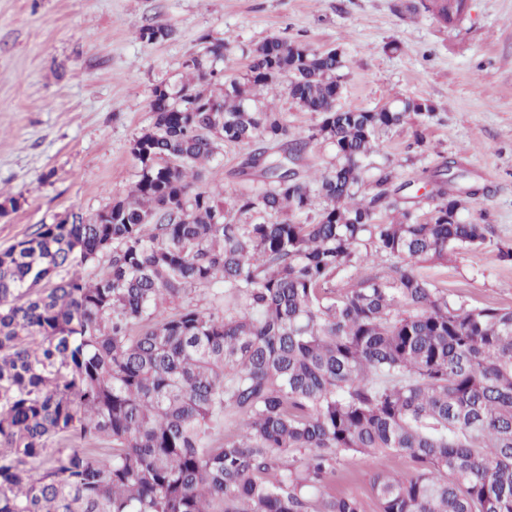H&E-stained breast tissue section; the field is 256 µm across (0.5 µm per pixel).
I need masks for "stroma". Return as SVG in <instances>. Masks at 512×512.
<instances>
[{
  "label": "stroma",
  "mask_w": 512,
  "mask_h": 512,
  "mask_svg": "<svg viewBox=\"0 0 512 512\" xmlns=\"http://www.w3.org/2000/svg\"><path fill=\"white\" fill-rule=\"evenodd\" d=\"M418 0H0V250L64 215L91 216L127 196L138 179L130 145L151 127L156 86L180 80L202 36L231 37L225 75L246 50L277 35L345 60L338 105L372 109L400 96L432 104L426 142L410 125L380 135L374 164H400L421 183L443 158L459 160L487 196L465 216L512 243V0H469L464 19L439 25ZM148 26L169 27L147 41ZM242 147L225 145L202 186L232 197ZM418 272L450 297L512 308V262L494 249L462 250ZM397 459L344 457L324 490L378 512L373 474Z\"/></svg>",
  "instance_id": "1"
}]
</instances>
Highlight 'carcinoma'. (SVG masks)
Instances as JSON below:
<instances>
[{
	"label": "carcinoma",
	"mask_w": 512,
	"mask_h": 512,
	"mask_svg": "<svg viewBox=\"0 0 512 512\" xmlns=\"http://www.w3.org/2000/svg\"><path fill=\"white\" fill-rule=\"evenodd\" d=\"M423 8L452 28L468 0ZM229 44L154 89L130 195L0 250V512H362L321 491L354 454L410 464L373 475L379 512H512V309L414 269L490 245L512 262L462 217L487 188L456 159L420 196L372 165L433 108L338 107L337 50L272 36L226 77ZM281 86L320 115L308 133L261 98ZM314 142L333 157L309 177ZM225 143L260 183L228 203L198 186ZM76 264L103 269L60 276ZM215 284L222 309L190 304Z\"/></svg>",
	"instance_id": "carcinoma-1"
}]
</instances>
